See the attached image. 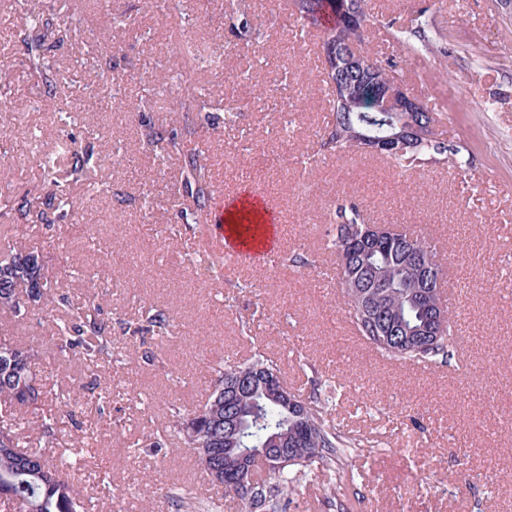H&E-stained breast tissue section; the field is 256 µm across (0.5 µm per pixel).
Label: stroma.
I'll list each match as a JSON object with an SVG mask.
<instances>
[{"label": "stroma", "mask_w": 512, "mask_h": 512, "mask_svg": "<svg viewBox=\"0 0 512 512\" xmlns=\"http://www.w3.org/2000/svg\"><path fill=\"white\" fill-rule=\"evenodd\" d=\"M288 2L45 0L33 23L25 0H0L10 84L0 141L14 146L0 177L14 205L0 211V253L38 254L56 294L93 303L112 338L111 361L93 367L62 348L61 310H0V337L38 354L44 392L23 411L0 407V421L67 465L95 495L92 512H245L200 469L175 416L208 399L214 368L261 358L353 440L337 466L354 475L356 512H512V0H367L378 22L366 47L396 63L450 149L415 168L321 150L319 34L304 33ZM20 32L40 44L48 78L26 61ZM171 57L178 69L156 86ZM108 80L127 107L83 96L84 84ZM191 84L210 104L186 117L178 104ZM258 84L275 96L255 98ZM179 131L180 151L154 147ZM65 132L105 190L73 195L61 223L22 221L16 207L46 188L43 157ZM200 152L224 196L259 183L287 224L272 260L208 269L220 249L187 184ZM344 196L368 223L425 233L446 252L441 293L465 360L414 369L353 330L330 233ZM151 310L167 316L166 331L142 333ZM45 422L54 442L40 438ZM329 482L325 470L300 477L285 512H324Z\"/></svg>", "instance_id": "1"}]
</instances>
